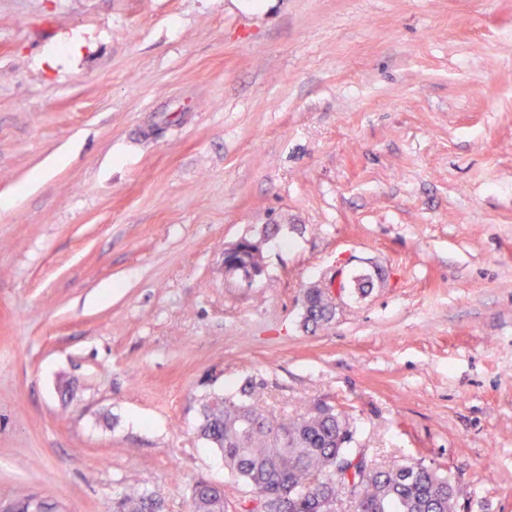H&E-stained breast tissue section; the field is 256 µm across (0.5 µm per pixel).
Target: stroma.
I'll return each instance as SVG.
<instances>
[{
    "label": "stroma",
    "mask_w": 512,
    "mask_h": 512,
    "mask_svg": "<svg viewBox=\"0 0 512 512\" xmlns=\"http://www.w3.org/2000/svg\"><path fill=\"white\" fill-rule=\"evenodd\" d=\"M1 197L0 512L241 502L196 426L252 376L512 512V0H0ZM250 269L263 270L261 253H254L250 247L242 245L234 254L224 256V274L240 278L243 271V281L246 286L252 283L256 276L253 271L245 273ZM252 285L253 283L249 287H252ZM342 274L337 272L335 278H331L330 282L333 283V288H336V297L335 299H340V291L346 292V290H354V292H358L361 295H365L368 293L370 288H373V279L370 275H358L351 277L348 280H343L342 283ZM341 283V285H340ZM340 285V291H339ZM330 286L324 287L315 286L307 288L304 292V326L311 331H315L327 324H329L336 311V304H334L331 296ZM311 327V328H310ZM191 512H228L224 490L209 482L196 483L191 493ZM160 508V502L153 493L136 489L121 497L116 512H157Z\"/></svg>",
    "instance_id": "1"
}]
</instances>
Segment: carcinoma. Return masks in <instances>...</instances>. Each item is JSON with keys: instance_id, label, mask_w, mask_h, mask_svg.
<instances>
[{"instance_id": "cac0c4a2", "label": "carcinoma", "mask_w": 512, "mask_h": 512, "mask_svg": "<svg viewBox=\"0 0 512 512\" xmlns=\"http://www.w3.org/2000/svg\"><path fill=\"white\" fill-rule=\"evenodd\" d=\"M263 269L261 254L243 245L224 256V274ZM373 287L369 275L342 281L340 291L361 295ZM304 326L315 331L336 311L330 286L304 292ZM261 380L249 378L238 392L203 400L197 433L224 456V467L249 492L265 501L266 512H336L349 500L353 512H455V488L448 477L420 463L382 469L367 458L355 461L350 415L317 402L304 413L279 419L265 414ZM160 502L144 489L121 497L118 512H159ZM191 512H228L224 490L196 483Z\"/></svg>"}]
</instances>
